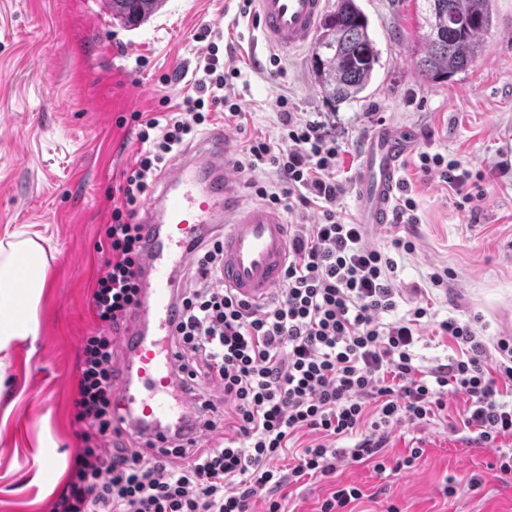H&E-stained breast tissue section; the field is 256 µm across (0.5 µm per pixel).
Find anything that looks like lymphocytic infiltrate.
Wrapping results in <instances>:
<instances>
[{
  "mask_svg": "<svg viewBox=\"0 0 512 512\" xmlns=\"http://www.w3.org/2000/svg\"><path fill=\"white\" fill-rule=\"evenodd\" d=\"M202 71L191 77L194 92L178 111H168L164 98V113L130 115L140 148L105 230L107 255L89 298L97 329L82 340L72 397L79 446L51 512H251L257 499L265 512H283L281 490L304 478L358 462L384 473L382 450L392 433L444 414L452 392L464 394L467 406L451 431L476 433L490 445L512 437V336L489 341L477 317L443 319L438 334L459 352L419 368L415 348L431 316L428 299L419 290L405 294L394 276L396 261L368 244L366 225L345 217L341 144L283 99L279 144L254 136L243 145L246 165L270 166L277 181L250 187L257 200L313 211L317 221L289 225L288 263L266 301H243L220 284L219 233L196 246L192 285L181 291L175 347L182 389L192 395L201 382L219 383L224 420L216 422L209 401L204 418L188 414L182 426L196 435L171 459L113 442L112 374L118 335L139 303L146 192L169 155L212 114L243 116L224 93L237 67L220 61L213 47ZM417 166L448 184L459 209L478 216L482 171L426 151ZM403 301L408 309L400 316ZM303 432L312 441L291 451ZM287 456L291 467H281Z\"/></svg>",
  "mask_w": 512,
  "mask_h": 512,
  "instance_id": "f902f5d3",
  "label": "lymphocytic infiltrate"
}]
</instances>
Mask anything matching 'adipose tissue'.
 <instances>
[{"instance_id":"1","label":"adipose tissue","mask_w":512,"mask_h":512,"mask_svg":"<svg viewBox=\"0 0 512 512\" xmlns=\"http://www.w3.org/2000/svg\"><path fill=\"white\" fill-rule=\"evenodd\" d=\"M54 255L44 239L12 232L0 239V368L17 340L35 335L33 314Z\"/></svg>"}]
</instances>
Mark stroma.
I'll list each match as a JSON object with an SVG mask.
<instances>
[{
  "mask_svg": "<svg viewBox=\"0 0 512 512\" xmlns=\"http://www.w3.org/2000/svg\"><path fill=\"white\" fill-rule=\"evenodd\" d=\"M415 2L360 0L380 52L376 79L364 98L334 104L315 82L311 44L268 46L255 16L241 14L242 0H165L131 31L113 22L103 0H0V237L37 234L55 251L37 333L14 343L0 374V512H50L64 486L78 447L70 415L78 356L83 336L97 328L88 301L105 256L102 227L139 148L134 128L117 121L191 93L175 75L203 59L205 45L194 37L200 24L214 27L220 54L240 70L229 92L247 117L224 125L234 150L252 136L276 138L278 101L287 98L345 148L344 214L358 215L359 148L382 123L411 128L417 150L482 170L486 197L474 224L436 174L407 159L402 180L419 221L372 228L368 241L385 250L397 237L414 242V252L395 256L405 289L426 288L428 273L447 271V290L433 295L438 318L476 315L484 335H512V172L498 171L512 157V0H495L481 54L443 83L416 71ZM464 406L463 394L449 393L447 419L393 433L389 459L424 448L412 470L379 475L365 463L347 465L284 488L286 512H318L339 483L363 490L354 512L393 504L401 512H512V477L494 469V449L463 443L447 425ZM448 485L454 495H445Z\"/></svg>",
  "mask_w": 512,
  "mask_h": 512,
  "instance_id": "stroma-1",
  "label": "stroma"
}]
</instances>
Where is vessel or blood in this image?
Wrapping results in <instances>:
<instances>
[{"mask_svg": "<svg viewBox=\"0 0 512 512\" xmlns=\"http://www.w3.org/2000/svg\"><path fill=\"white\" fill-rule=\"evenodd\" d=\"M255 3L265 42L283 51L301 47L326 8V0ZM415 146L409 130L390 124L378 126L364 142L355 183L359 223L390 222L401 166ZM141 221L148 236L140 261V303L119 349L112 404L121 431L140 436L149 454L160 456L176 443L165 396L181 386L172 338L180 321L176 295L193 244L214 226H223L220 280L244 299L259 302L282 278L288 225L276 209L245 202L240 168L220 128L165 169L142 208Z\"/></svg>", "mask_w": 512, "mask_h": 512, "instance_id": "vessel-or-blood-1", "label": "vessel or blood"}]
</instances>
